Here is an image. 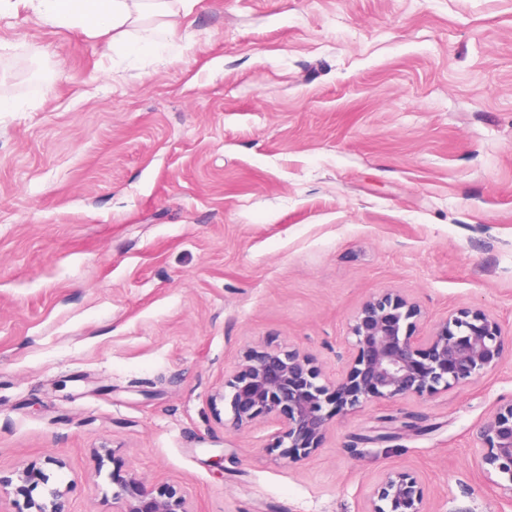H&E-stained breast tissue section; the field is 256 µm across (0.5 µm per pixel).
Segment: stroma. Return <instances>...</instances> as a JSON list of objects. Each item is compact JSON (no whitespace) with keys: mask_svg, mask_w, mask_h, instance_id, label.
Masks as SVG:
<instances>
[{"mask_svg":"<svg viewBox=\"0 0 512 512\" xmlns=\"http://www.w3.org/2000/svg\"><path fill=\"white\" fill-rule=\"evenodd\" d=\"M0 97L1 477L43 465L69 512H113L117 460L196 512H365L407 468L431 512H512L475 465L511 350L335 420L298 463L215 398L251 347L335 367L387 288L512 337V0H204L173 43L108 60L21 8Z\"/></svg>","mask_w":512,"mask_h":512,"instance_id":"stroma-1","label":"stroma"}]
</instances>
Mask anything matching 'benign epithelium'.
I'll use <instances>...</instances> for the list:
<instances>
[{
	"label": "benign epithelium",
	"instance_id": "7a95c632",
	"mask_svg": "<svg viewBox=\"0 0 512 512\" xmlns=\"http://www.w3.org/2000/svg\"><path fill=\"white\" fill-rule=\"evenodd\" d=\"M420 306L386 290L366 300L353 317L346 351L327 371L299 348H251L224 378L229 427L242 431L258 421L275 427L272 447L290 462L307 458L324 444L336 417L370 403L422 399L477 382L504 359L499 321L480 310H462L423 327ZM476 465L500 490L512 495V398L501 399L477 429ZM117 487V512H195L182 484H149L117 464L109 474ZM25 497L27 512H68L69 488L56 487L36 500L32 492L48 483L30 464L0 479ZM428 490L407 470L383 473L367 492L366 512H429Z\"/></svg>",
	"mask_w": 512,
	"mask_h": 512
}]
</instances>
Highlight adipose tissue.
Wrapping results in <instances>:
<instances>
[{
	"mask_svg": "<svg viewBox=\"0 0 512 512\" xmlns=\"http://www.w3.org/2000/svg\"><path fill=\"white\" fill-rule=\"evenodd\" d=\"M203 0H0V17L24 8L44 26L103 39L108 53L139 55L174 41Z\"/></svg>",
	"mask_w": 512,
	"mask_h": 512,
	"instance_id": "adipose-tissue-1",
	"label": "adipose tissue"
}]
</instances>
